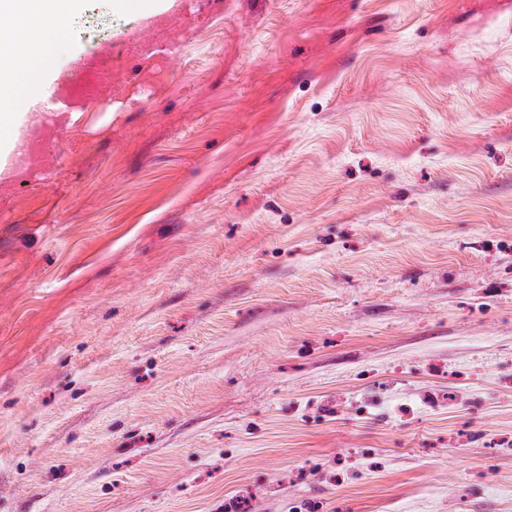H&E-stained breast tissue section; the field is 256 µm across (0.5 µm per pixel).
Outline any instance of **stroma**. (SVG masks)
<instances>
[{"mask_svg": "<svg viewBox=\"0 0 512 512\" xmlns=\"http://www.w3.org/2000/svg\"><path fill=\"white\" fill-rule=\"evenodd\" d=\"M0 174V512H512V0L71 19Z\"/></svg>", "mask_w": 512, "mask_h": 512, "instance_id": "stroma-1", "label": "stroma"}]
</instances>
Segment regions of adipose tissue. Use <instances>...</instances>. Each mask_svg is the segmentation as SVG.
Instances as JSON below:
<instances>
[{
    "instance_id": "ef3b65f1",
    "label": "adipose tissue",
    "mask_w": 512,
    "mask_h": 512,
    "mask_svg": "<svg viewBox=\"0 0 512 512\" xmlns=\"http://www.w3.org/2000/svg\"><path fill=\"white\" fill-rule=\"evenodd\" d=\"M85 5L86 0H0V16L14 21L0 29V42L14 41L18 29L28 32L21 52L0 56V98L23 108L29 121H36L54 92L49 72L55 52L69 37L70 20Z\"/></svg>"
}]
</instances>
